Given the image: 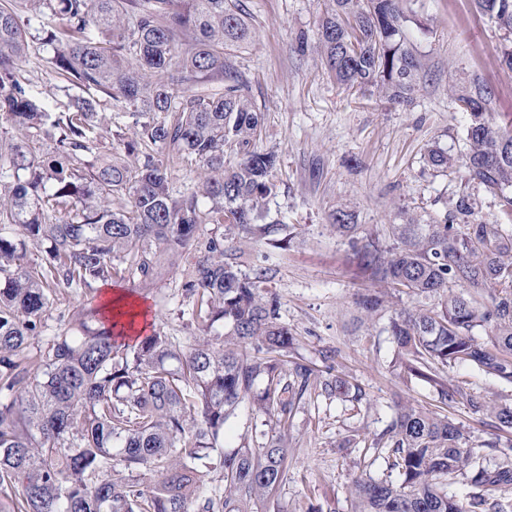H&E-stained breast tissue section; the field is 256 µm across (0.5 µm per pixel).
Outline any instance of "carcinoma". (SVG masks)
I'll return each instance as SVG.
<instances>
[{
  "instance_id": "cac0c4a2",
  "label": "carcinoma",
  "mask_w": 512,
  "mask_h": 512,
  "mask_svg": "<svg viewBox=\"0 0 512 512\" xmlns=\"http://www.w3.org/2000/svg\"><path fill=\"white\" fill-rule=\"evenodd\" d=\"M319 27L323 62L347 88L376 87L395 104L414 101L422 66L408 43L401 0H328ZM500 32L502 60L512 68V0H473ZM131 13L135 23L118 24ZM66 26L58 35L55 20ZM39 25L53 45L50 68L76 87L73 112L48 121L43 106L16 74L26 55L27 31ZM193 33L184 49L178 40ZM251 38L241 0H11L0 6V114L53 143L57 159L35 160L21 146L0 141V512H264L288 468V437L300 405L336 396L353 405L361 387L323 378L288 362L295 337L278 322V303L261 294L267 269L242 272L224 242L266 238L258 223L276 190L277 157L253 147L263 115L232 76L226 49ZM136 59L127 69V55ZM169 71L168 84L146 76ZM229 76L224 90L195 85ZM182 87V95L173 87ZM121 102L143 118L141 145L155 147L208 173L200 193L176 198L168 166L148 153L141 168L110 161L83 163L98 152L104 124L100 98ZM452 102L468 117L465 149L452 157L437 146L424 154L436 171L464 169V187L443 221L408 217L361 235L338 209L333 227L347 237L363 275L397 294L435 298L429 309H399L388 332L403 377L429 385L450 408L464 398L475 413L512 430V403L489 406L467 395L449 372L471 365L512 383V131L492 122L486 91L460 90ZM240 154L224 165V146ZM27 179L18 180L19 171ZM53 192L45 193L47 183ZM497 200L504 224H476L470 186ZM122 192L123 206L98 199ZM211 205L201 206L200 198ZM220 233L205 239L199 227ZM47 244L46 257L26 260V241ZM193 256L186 293L206 338L188 347L158 328L138 344L119 345V325L105 324L101 308L84 307L49 337L42 375H31L28 340L44 332L53 294L93 289L121 275L155 284L158 258ZM356 304L373 315L385 295L365 289ZM489 332L480 343L475 331ZM246 399L272 421L231 449L224 429ZM363 452L384 456L399 481L355 484L353 512H502L512 490V466L476 462L471 435L447 415L396 404ZM461 475L479 493L466 504L448 494Z\"/></svg>"
}]
</instances>
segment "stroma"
Masks as SVG:
<instances>
[{
  "mask_svg": "<svg viewBox=\"0 0 512 512\" xmlns=\"http://www.w3.org/2000/svg\"><path fill=\"white\" fill-rule=\"evenodd\" d=\"M254 40L232 49L253 106L263 114L258 149L278 157L276 192L268 219L279 226L286 249L268 241L235 240L244 272L262 267L265 293L279 301L281 323L297 338L295 361L324 372L323 356L334 352V372L358 383L366 403L353 411L334 399L305 406L296 415L288 444V472L275 494L281 512H352L356 481L388 476L384 460L364 456L359 439L381 432L395 402L428 409L437 397L420 382H407L386 332L394 309H426L431 300L391 299L387 311L369 317L355 303L362 274L344 237L330 228L333 211L351 213L360 233L402 223L406 213L443 219L459 188L458 175L429 169L423 160L435 144L452 155L463 150L466 118L450 92L462 87L489 91L486 110L500 125L512 124V69L500 59V33L475 10L472 0H403L417 20L410 43L423 61L415 99L403 108L369 90H349L326 72L318 24L326 0H243ZM52 50L31 40L17 68L32 97L48 112L70 111L77 88L47 67ZM111 133L99 159L140 166L143 153H127L138 116L104 101L99 106ZM190 255L162 263L152 288L120 277L121 290L148 310V320L179 337L182 345L204 333L190 315L185 285ZM452 377L464 393L487 402L512 401V384L463 366Z\"/></svg>",
  "mask_w": 512,
  "mask_h": 512,
  "instance_id": "obj_1",
  "label": "stroma"
}]
</instances>
